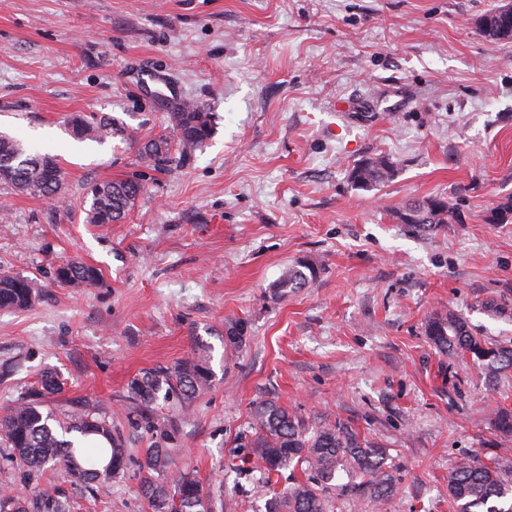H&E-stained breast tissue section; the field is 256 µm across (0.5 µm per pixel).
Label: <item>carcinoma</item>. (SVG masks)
I'll list each match as a JSON object with an SVG mask.
<instances>
[{
    "mask_svg": "<svg viewBox=\"0 0 512 512\" xmlns=\"http://www.w3.org/2000/svg\"><path fill=\"white\" fill-rule=\"evenodd\" d=\"M483 37L492 43L512 40V17H498L495 26H480ZM70 135L78 141L103 143L112 137H127L128 126L109 115L75 114L67 118ZM172 135H160L138 148L142 166L153 171L177 167L187 156L211 138L210 114L201 112L191 102L168 113ZM8 162L12 177L4 181L22 194L51 198L60 188L59 158L51 153H26L21 143L0 135V165ZM396 173L389 157H369L350 171L351 182L369 189ZM142 178L95 182L90 185L89 224L121 222L134 207L143 191ZM433 211L415 201L396 208L393 216L418 232H427L441 224L459 221L458 208L447 198ZM319 274L314 264L299 260L287 267L273 284L277 298L286 297L313 283ZM57 281L65 284L94 286L100 271L94 266L67 263L57 268ZM37 292L29 278L20 274L0 273V309L26 310L36 300ZM248 331L245 321L236 319L224 325V335L233 337L224 346L239 347L240 337ZM426 334L441 352L469 354L482 361L494 374L512 369V344H489L472 334L467 323L448 312L432 317ZM214 372L210 356L196 353L170 366L145 370L129 380L126 398L136 404L150 434L140 465L143 476L140 489L151 512H218L224 501L212 499L194 475L180 465L181 449L173 447L175 427L152 416L160 401L186 405L212 386ZM61 391L56 374L45 372L39 388L26 393L13 407L0 415V456L3 465L31 481L43 474L45 466H56L71 482L85 488L124 476L131 455L122 437L112 431V424L94 408L56 414L43 411V398ZM251 433L239 437L244 466L240 473L259 468L270 476L291 466H307L309 478L296 483L283 496L269 501L267 512H329V494L361 495L386 503L395 493V480L389 471L385 449L361 440L344 424L323 421L306 427L288 409L274 401L255 406ZM344 472L350 479L335 483ZM360 477L356 484L352 479ZM448 497L456 512H512V464L493 460L488 463L469 458L459 460L448 479ZM0 512H71L65 492L55 487L38 490L30 499L12 493H0Z\"/></svg>",
    "mask_w": 512,
    "mask_h": 512,
    "instance_id": "obj_1",
    "label": "carcinoma"
}]
</instances>
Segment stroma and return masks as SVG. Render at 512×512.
Masks as SVG:
<instances>
[{"label": "stroma", "instance_id": "obj_1", "mask_svg": "<svg viewBox=\"0 0 512 512\" xmlns=\"http://www.w3.org/2000/svg\"><path fill=\"white\" fill-rule=\"evenodd\" d=\"M504 0H0V131L60 158L62 198L0 183V273L37 289L0 309V411L56 372L54 410L95 406L135 459L149 445L126 398L138 373L207 349L212 387L155 417L177 429L181 463L224 512H265L305 482L231 469L254 407L273 401L309 424L337 420L386 449L396 493L334 501V512H451L459 459L512 461V372L435 349L426 324L460 315L485 342L512 343V40L489 43ZM211 116L182 167L146 173L117 224L86 221L89 183L142 172L140 144L168 133V86ZM354 103L351 112L338 100ZM74 112L104 113L126 139L74 141ZM398 164L369 190L349 171ZM447 197L460 220L429 232L394 208ZM98 268L59 284L63 261ZM319 276L270 295L288 264ZM245 320L240 349L226 321ZM77 512H151L138 470L87 493Z\"/></svg>", "mask_w": 512, "mask_h": 512}]
</instances>
